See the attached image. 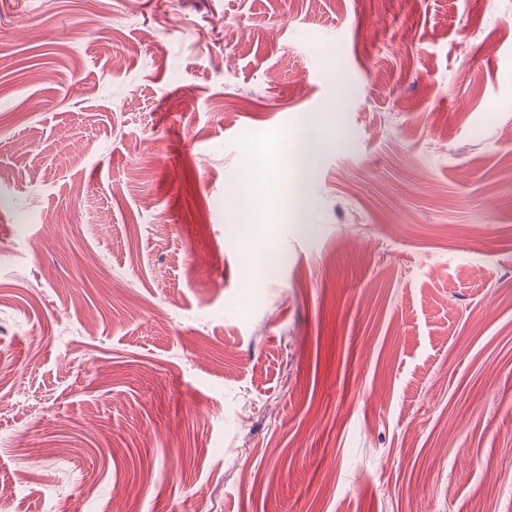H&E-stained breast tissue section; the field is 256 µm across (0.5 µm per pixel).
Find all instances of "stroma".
<instances>
[{
    "instance_id": "obj_1",
    "label": "stroma",
    "mask_w": 512,
    "mask_h": 512,
    "mask_svg": "<svg viewBox=\"0 0 512 512\" xmlns=\"http://www.w3.org/2000/svg\"><path fill=\"white\" fill-rule=\"evenodd\" d=\"M86 10L0 0V512H512V0ZM325 145V139L315 126L310 124L304 125L299 133L296 169L306 173L316 162Z\"/></svg>"
}]
</instances>
